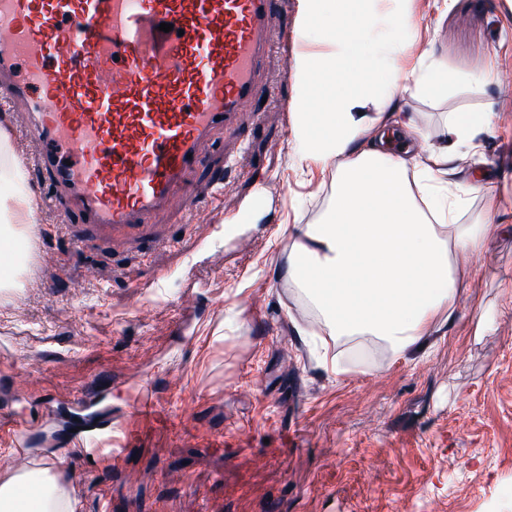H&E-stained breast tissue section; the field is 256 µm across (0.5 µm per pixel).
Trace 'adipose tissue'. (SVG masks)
<instances>
[{
  "label": "adipose tissue",
  "mask_w": 512,
  "mask_h": 512,
  "mask_svg": "<svg viewBox=\"0 0 512 512\" xmlns=\"http://www.w3.org/2000/svg\"><path fill=\"white\" fill-rule=\"evenodd\" d=\"M367 0H305V21L324 22L335 52L298 55L293 133L300 162L338 158L334 199L324 223L292 225L286 274L323 316L330 335L375 336L395 350L421 348L455 322L467 267L457 256L481 252L493 227L462 224L461 152L476 154L475 136L490 112H457L448 143L428 154L384 148L398 119L393 91L378 94L376 61L402 56L404 43L371 36ZM49 467L0 476V512H76Z\"/></svg>",
  "instance_id": "1"
}]
</instances>
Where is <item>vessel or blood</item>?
Returning <instances> with one entry per match:
<instances>
[{
	"mask_svg": "<svg viewBox=\"0 0 512 512\" xmlns=\"http://www.w3.org/2000/svg\"><path fill=\"white\" fill-rule=\"evenodd\" d=\"M277 3L0 0V93L47 146L34 160L47 200L117 226L188 198L212 131L256 100ZM26 429L0 419L18 459Z\"/></svg>",
	"mask_w": 512,
	"mask_h": 512,
	"instance_id": "vessel-or-blood-1",
	"label": "vessel or blood"
}]
</instances>
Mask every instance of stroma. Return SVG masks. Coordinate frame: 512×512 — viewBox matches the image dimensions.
<instances>
[{
  "label": "stroma",
  "mask_w": 512,
  "mask_h": 512,
  "mask_svg": "<svg viewBox=\"0 0 512 512\" xmlns=\"http://www.w3.org/2000/svg\"><path fill=\"white\" fill-rule=\"evenodd\" d=\"M303 0L271 26L261 101L219 131L198 164L194 198L164 218L117 227L45 205L39 150L25 116L0 106V222L15 223L14 169L34 222L13 236L26 257L0 289V416L27 418L25 470L54 472L78 512H512V0H415L377 15V30L418 31L453 76L448 95L413 90L400 63L377 80L398 88L420 137L444 142L446 117L493 113L459 180L462 223L496 224L483 253L462 256L457 319L424 351L372 336L329 337L322 316L283 277L288 230L321 222L335 161L303 170L293 132L295 53H325ZM490 71L492 82L473 80ZM501 204L486 215L488 197ZM484 320H477V311ZM481 336H474L475 324ZM151 386L155 421L138 417ZM125 437L120 464L69 451L76 404Z\"/></svg>",
  "instance_id": "35a3bbf8"
}]
</instances>
